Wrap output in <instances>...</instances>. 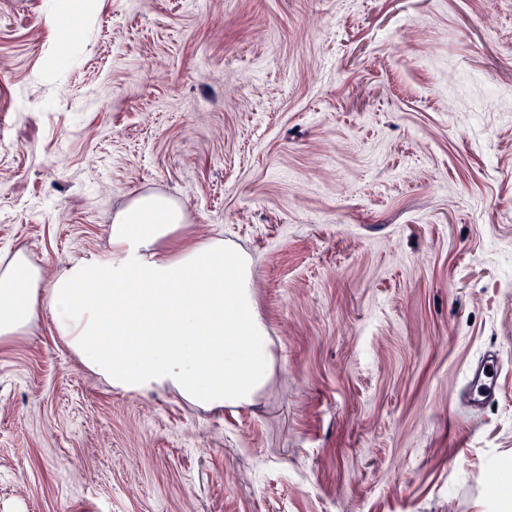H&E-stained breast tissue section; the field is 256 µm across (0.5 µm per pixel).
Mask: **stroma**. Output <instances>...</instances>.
Masks as SVG:
<instances>
[{
    "label": "stroma",
    "instance_id": "35a3bbf8",
    "mask_svg": "<svg viewBox=\"0 0 512 512\" xmlns=\"http://www.w3.org/2000/svg\"><path fill=\"white\" fill-rule=\"evenodd\" d=\"M141 193L251 257L273 376L133 396L40 318L0 346V512H499L512 0H0V256L107 254ZM500 365V354L496 348L486 349L469 366L466 384L461 398L471 408H481L497 397L496 375Z\"/></svg>",
    "mask_w": 512,
    "mask_h": 512
}]
</instances>
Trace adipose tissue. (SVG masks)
<instances>
[{
  "mask_svg": "<svg viewBox=\"0 0 512 512\" xmlns=\"http://www.w3.org/2000/svg\"><path fill=\"white\" fill-rule=\"evenodd\" d=\"M184 222L176 200L141 194L113 217L107 255L52 275L25 249L1 257L0 343L45 315L122 392L169 391L204 409L252 402L274 366L252 263L219 236L177 244Z\"/></svg>",
  "mask_w": 512,
  "mask_h": 512,
  "instance_id": "1",
  "label": "adipose tissue"
}]
</instances>
